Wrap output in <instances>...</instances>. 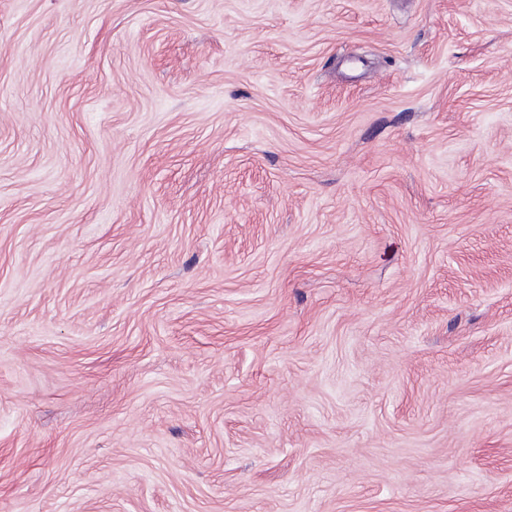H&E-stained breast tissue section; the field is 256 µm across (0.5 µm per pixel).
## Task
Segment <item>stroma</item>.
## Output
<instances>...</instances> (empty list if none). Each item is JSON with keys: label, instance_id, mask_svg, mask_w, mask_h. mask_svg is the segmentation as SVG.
Returning <instances> with one entry per match:
<instances>
[{"label": "stroma", "instance_id": "stroma-1", "mask_svg": "<svg viewBox=\"0 0 512 512\" xmlns=\"http://www.w3.org/2000/svg\"><path fill=\"white\" fill-rule=\"evenodd\" d=\"M0 512H512V0H0Z\"/></svg>", "mask_w": 512, "mask_h": 512}]
</instances>
